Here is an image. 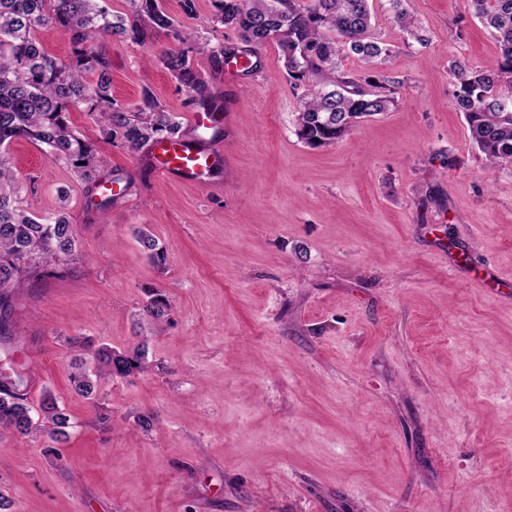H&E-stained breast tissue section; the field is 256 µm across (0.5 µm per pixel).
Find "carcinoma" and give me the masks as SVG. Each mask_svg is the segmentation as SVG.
<instances>
[{"label": "carcinoma", "instance_id": "obj_1", "mask_svg": "<svg viewBox=\"0 0 512 512\" xmlns=\"http://www.w3.org/2000/svg\"><path fill=\"white\" fill-rule=\"evenodd\" d=\"M130 12L116 14L99 0H0V146L24 139L44 146L52 160L71 165L92 191L100 186L102 159L94 145L76 136L68 124L71 109L86 106L107 139H119L138 152L150 143L178 137V117L148 91L131 112L116 106L110 95L112 78L102 45L108 38L143 44L164 36L178 43L157 56L189 91L194 104L213 106L208 85L193 61L200 50L193 33L179 28L159 0H125ZM215 21L239 32L221 54L246 58L251 73L255 47L275 42L294 90H302L295 135L303 144L329 147L357 129L355 120L388 111L397 102L398 81L375 71L391 47L372 31L369 0H215ZM392 20L408 39L423 43L417 20L403 0H387ZM472 16L497 43L495 63L474 69L454 60L449 66L456 109L465 116L472 141L492 168L512 166V0H468ZM62 27L70 34L74 57L58 61L35 36L38 28ZM349 53L365 70L340 66ZM93 70L97 80L86 73ZM20 181L0 154V338L10 332V300L36 270L46 276L72 259L76 241L66 213L35 217L20 206ZM138 242L155 262L164 259L158 241L145 232ZM168 299L153 290L143 313L156 323L168 321ZM146 350L124 353L109 347L95 351L99 374L125 376L146 368ZM76 392L99 405L95 382L87 369L75 366ZM40 409L52 424L50 440L67 436L70 418L51 392L41 396ZM28 394L16 380L0 374V431L29 436L41 430L30 415Z\"/></svg>", "mask_w": 512, "mask_h": 512}]
</instances>
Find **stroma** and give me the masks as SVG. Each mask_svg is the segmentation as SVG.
I'll return each mask as SVG.
<instances>
[{
	"label": "stroma",
	"mask_w": 512,
	"mask_h": 512,
	"mask_svg": "<svg viewBox=\"0 0 512 512\" xmlns=\"http://www.w3.org/2000/svg\"><path fill=\"white\" fill-rule=\"evenodd\" d=\"M194 3L161 0L234 103L202 183L158 176L82 109L70 124L120 193L108 211L42 146L5 150L24 207L66 210L76 239L67 274L14 295L0 343L33 419L48 390L72 423L56 460L48 438L0 435L7 512H512V169L473 145L448 76L454 59L492 65L495 40L466 0H405L423 46L373 0L398 104L311 148L277 45L254 75L226 74L216 51L238 36ZM161 48L109 42L112 97L131 111L148 91L183 120L187 89L148 59ZM150 289L169 323L143 315ZM73 337L147 348L145 371L97 381L109 426L70 382L95 367Z\"/></svg>",
	"instance_id": "35a3bbf8"
}]
</instances>
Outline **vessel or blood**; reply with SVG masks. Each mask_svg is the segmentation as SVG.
Wrapping results in <instances>:
<instances>
[{"label":"vessel or blood","mask_w":512,"mask_h":512,"mask_svg":"<svg viewBox=\"0 0 512 512\" xmlns=\"http://www.w3.org/2000/svg\"><path fill=\"white\" fill-rule=\"evenodd\" d=\"M204 125L200 112H193L185 134L151 147L149 156L153 171L189 181L197 180L209 171L216 160L217 150L214 143L202 135Z\"/></svg>","instance_id":"vessel-or-blood-1"}]
</instances>
